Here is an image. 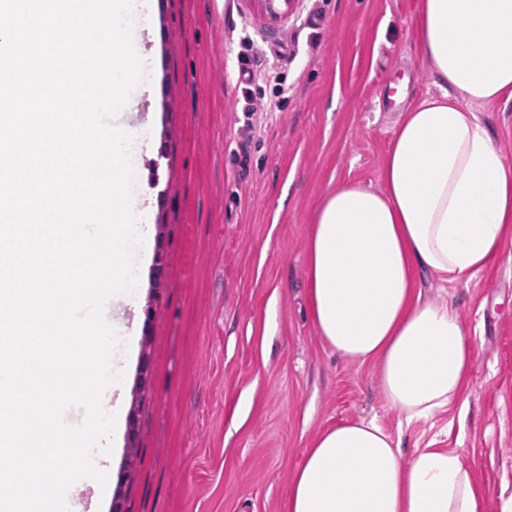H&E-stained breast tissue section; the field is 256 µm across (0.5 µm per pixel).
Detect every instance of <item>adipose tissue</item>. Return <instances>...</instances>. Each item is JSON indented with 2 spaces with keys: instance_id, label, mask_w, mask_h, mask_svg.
Segmentation results:
<instances>
[{
  "instance_id": "1",
  "label": "adipose tissue",
  "mask_w": 512,
  "mask_h": 512,
  "mask_svg": "<svg viewBox=\"0 0 512 512\" xmlns=\"http://www.w3.org/2000/svg\"><path fill=\"white\" fill-rule=\"evenodd\" d=\"M416 40L436 93L398 114L382 188L349 179L319 202L305 249L306 302L323 343L375 365L383 402L410 428L470 408L475 342L423 277L452 284L512 238V169L478 110L512 104V0H421ZM459 450H402L377 418L320 432L284 512H484Z\"/></svg>"
}]
</instances>
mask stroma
Here are the masks:
<instances>
[{
	"instance_id": "stroma-1",
	"label": "stroma",
	"mask_w": 512,
	"mask_h": 512,
	"mask_svg": "<svg viewBox=\"0 0 512 512\" xmlns=\"http://www.w3.org/2000/svg\"><path fill=\"white\" fill-rule=\"evenodd\" d=\"M135 13L142 82L115 123L134 137V291L105 310L120 345L125 430L94 452L70 512H281L312 438L377 417L405 448H457L500 512L512 488V239L447 291L476 338L466 424L444 413L400 431L373 366L324 345L305 299V246L321 198L381 185L399 105L435 92L420 0H149ZM262 53L258 130L240 150L243 36ZM277 111L262 112V104Z\"/></svg>"
}]
</instances>
